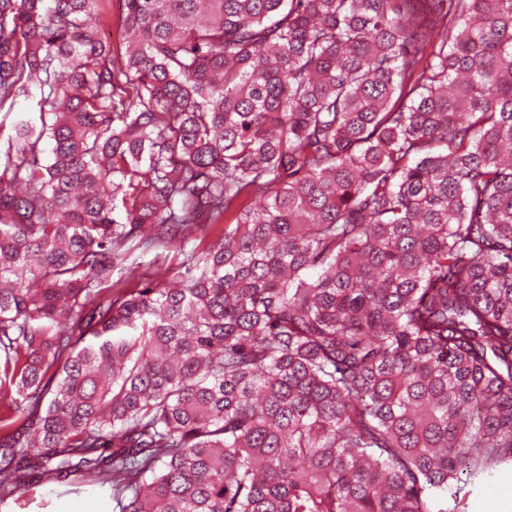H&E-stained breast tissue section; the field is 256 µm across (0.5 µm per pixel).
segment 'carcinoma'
Instances as JSON below:
<instances>
[{"instance_id": "cac0c4a2", "label": "carcinoma", "mask_w": 512, "mask_h": 512, "mask_svg": "<svg viewBox=\"0 0 512 512\" xmlns=\"http://www.w3.org/2000/svg\"><path fill=\"white\" fill-rule=\"evenodd\" d=\"M123 3L118 50L0 0V506L465 512L512 466V0ZM71 488L43 486L37 489L33 500L25 499L26 505L22 508L12 504L9 508L0 507V512H113L112 497L108 492L57 497L58 492Z\"/></svg>"}]
</instances>
